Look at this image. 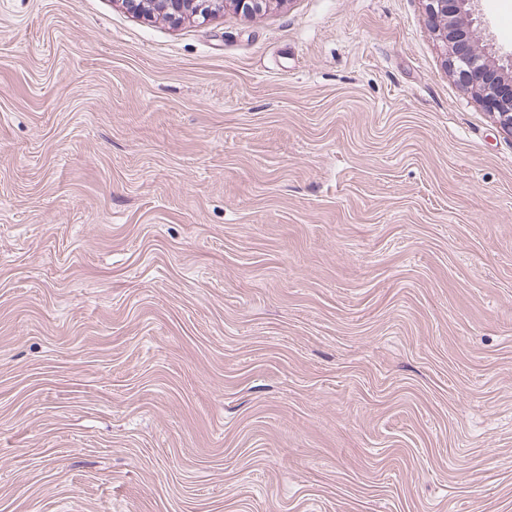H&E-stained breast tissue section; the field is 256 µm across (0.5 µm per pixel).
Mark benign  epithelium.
<instances>
[{"label":"benign epithelium","instance_id":"benign-epithelium-1","mask_svg":"<svg viewBox=\"0 0 512 512\" xmlns=\"http://www.w3.org/2000/svg\"><path fill=\"white\" fill-rule=\"evenodd\" d=\"M269 0H125L136 13L149 16L166 12L172 19L195 18L206 21L232 4L244 15L261 12ZM475 0H426V20L446 47L447 67L459 82L476 95L487 111L495 114L500 126L512 133V63L490 70L484 51L472 40L467 21Z\"/></svg>","mask_w":512,"mask_h":512}]
</instances>
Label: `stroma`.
I'll list each match as a JSON object with an SVG mask.
<instances>
[{
  "mask_svg": "<svg viewBox=\"0 0 512 512\" xmlns=\"http://www.w3.org/2000/svg\"><path fill=\"white\" fill-rule=\"evenodd\" d=\"M0 512H512V134L424 0H0ZM269 0H125L136 13L150 16L155 12H166L172 19L195 18L208 19L223 13L224 6L231 3L244 15L261 12L268 6Z\"/></svg>",
  "mask_w": 512,
  "mask_h": 512,
  "instance_id": "35a3bbf8",
  "label": "stroma"
}]
</instances>
